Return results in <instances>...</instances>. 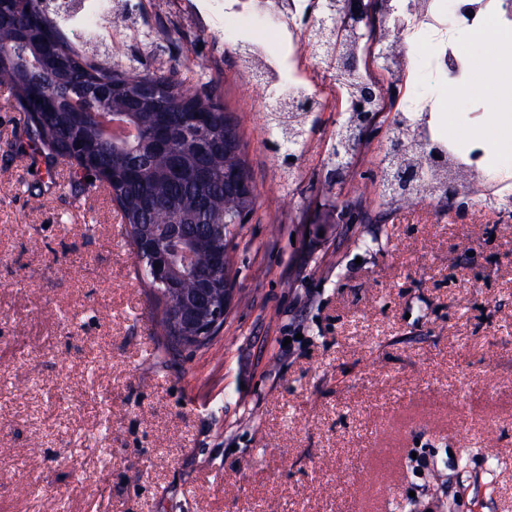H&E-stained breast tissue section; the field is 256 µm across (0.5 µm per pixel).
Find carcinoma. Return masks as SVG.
Returning <instances> with one entry per match:
<instances>
[{
  "instance_id": "1",
  "label": "carcinoma",
  "mask_w": 512,
  "mask_h": 512,
  "mask_svg": "<svg viewBox=\"0 0 512 512\" xmlns=\"http://www.w3.org/2000/svg\"><path fill=\"white\" fill-rule=\"evenodd\" d=\"M430 0H392L390 7L375 13L369 21L373 31L390 29L401 34L405 19L417 13L419 2ZM340 0L308 2L296 14L295 24H307L309 15L338 13ZM59 9L47 15L40 0H19L11 19L0 27V45L10 46L24 30L33 33L35 47L48 44L50 52L41 57L44 79L61 98L68 96L95 111L121 114L135 126L138 136L126 147L116 148L103 135L100 124L88 115L81 121L56 106L49 112H31L24 103H33V92L27 75L9 57L0 58V84L7 86L21 105L29 137L47 150L51 161L63 160L75 165V172L86 165L96 167L103 182L118 204L122 223L127 225L130 246L146 235H154L162 224H181L193 241L197 260L206 263L224 254L228 238L236 229L235 221L247 219L255 207V195L238 193L241 181H251L249 169L242 159L240 136L228 140L225 127L233 125L212 86L194 98L181 96V76L172 69L166 74L144 72L128 75L110 64L89 60L63 40L61 30L87 29L98 16V0H60ZM246 67L257 70L260 81L269 91L271 108L264 113L270 129L272 146L288 151L292 146L303 151L313 126L305 119L304 110L315 109L318 102L302 81H284L280 67L268 49L243 39L237 45ZM326 69L332 70L336 88L345 97H355L365 85L376 79L367 65L355 69L336 70V57L326 49L319 50ZM188 112L209 113L204 131V147L187 144L181 134ZM421 124V143L437 146L443 157L462 158L466 150L441 137L433 120L423 112L394 115V124ZM166 125L169 133L164 145L157 142V130ZM236 158V170L225 172L226 156ZM447 183L431 175L416 184V198L448 200ZM235 197L231 213H225V196ZM137 275L149 288L157 324L165 337L166 350L191 348L197 343L185 338L186 332L173 322L170 308L174 298L164 285L155 282L148 263L137 262Z\"/></svg>"
}]
</instances>
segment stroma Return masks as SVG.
Instances as JSON below:
<instances>
[{
  "label": "stroma",
  "mask_w": 512,
  "mask_h": 512,
  "mask_svg": "<svg viewBox=\"0 0 512 512\" xmlns=\"http://www.w3.org/2000/svg\"><path fill=\"white\" fill-rule=\"evenodd\" d=\"M236 2L127 0L82 46L131 73L178 67L192 94L220 85L256 205L207 347L160 352L109 192L72 194V166L48 162L0 86V512H512V217L479 195L459 218L379 190L393 111L448 92L432 32L404 57L417 80L333 182L334 81L310 42L239 24ZM244 36L322 103L294 179ZM485 108L455 99L449 142L473 148Z\"/></svg>",
  "instance_id": "stroma-1"
}]
</instances>
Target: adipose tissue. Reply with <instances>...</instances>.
I'll list each match as a JSON object with an SVG mask.
<instances>
[{"label": "adipose tissue", "mask_w": 512, "mask_h": 512, "mask_svg": "<svg viewBox=\"0 0 512 512\" xmlns=\"http://www.w3.org/2000/svg\"><path fill=\"white\" fill-rule=\"evenodd\" d=\"M480 41L490 55L482 84L490 120L474 137L486 155L494 156L512 151V30L487 29Z\"/></svg>", "instance_id": "ef3b65f1"}]
</instances>
